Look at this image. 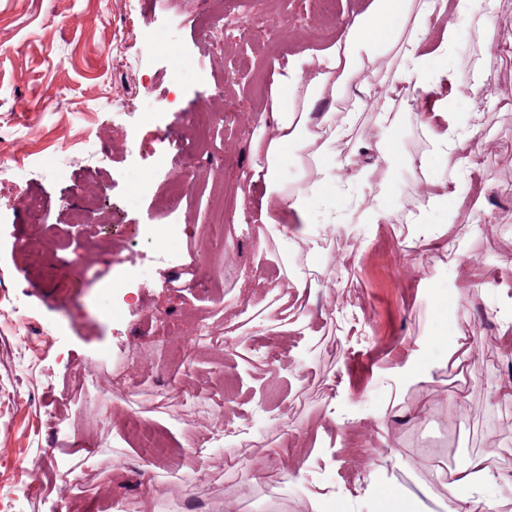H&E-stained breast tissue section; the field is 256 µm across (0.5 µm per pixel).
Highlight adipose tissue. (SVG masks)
I'll return each mask as SVG.
<instances>
[{"label":"adipose tissue","mask_w":512,"mask_h":512,"mask_svg":"<svg viewBox=\"0 0 512 512\" xmlns=\"http://www.w3.org/2000/svg\"><path fill=\"white\" fill-rule=\"evenodd\" d=\"M494 4L495 0H370L367 8L354 15L323 52L321 69L310 68L308 57L296 56L286 69L274 75L270 104L274 134L264 145L256 147L250 180L251 185L262 189V226L281 223L289 213L308 219L323 188L339 178L335 148L337 141L345 137L346 129L336 123L332 112L313 111L327 89H345L351 72L393 52L400 60V70L415 75L418 82L435 93V108H443L448 74L430 70L427 61L432 56L447 54L452 32L444 30L439 41H432L424 22L447 13L462 20L483 17L493 11ZM397 16L412 17L409 33L382 35L381 24ZM291 146L305 152L314 165L313 180L295 190L287 189L278 176L279 160ZM500 479L493 453L471 458L465 467L450 474L447 512H493L495 503L488 494L497 488Z\"/></svg>","instance_id":"adipose-tissue-1"}]
</instances>
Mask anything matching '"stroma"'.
Masks as SVG:
<instances>
[{
    "mask_svg": "<svg viewBox=\"0 0 512 512\" xmlns=\"http://www.w3.org/2000/svg\"><path fill=\"white\" fill-rule=\"evenodd\" d=\"M359 6L0 0V153L21 170L19 184L0 182V512H224L228 499L238 512H378L391 495L416 512H445L438 473L493 447L512 476V427H500L512 411L488 404L493 388L512 383V331L493 313L512 299V152L503 149L512 59L501 51L512 0H495L484 21L428 20L431 32L454 36V52L431 61L455 78L444 116L377 109L398 89L416 103L427 97L389 56L320 104L349 133L336 145L343 181L324 190L305 227L319 241L314 253L257 230L258 191L242 174L273 130L272 77L292 56L317 55ZM252 10L275 20L273 45L224 38V16ZM148 84L178 109L160 127L146 117ZM201 110L219 123L187 172L186 119ZM461 115L472 121L468 144L447 164L431 133ZM421 156L428 166L410 170ZM183 176L192 188L174 212L164 194ZM146 178L155 191H139ZM442 180L448 205L431 206ZM82 187L104 201L110 223L76 221ZM365 200L371 219L348 222ZM460 204L480 223H449L448 206ZM327 207L341 221L325 232ZM219 216L225 247L204 248L201 232ZM417 223L436 237L414 238ZM28 238L37 246L22 250ZM70 247L83 250L79 271L51 283L49 267ZM292 250L296 277L311 284L299 309L311 329L278 336L254 321ZM471 255L465 276L449 268ZM228 320L245 353L218 348ZM457 336L468 350L460 371L448 362ZM273 344L287 355L276 368L264 360ZM177 346L196 360L175 363ZM414 354L421 375L398 382ZM125 377L138 380L135 391L118 390ZM106 390L121 421L100 404ZM419 403L427 415L407 416ZM224 406L235 413L227 438L213 434ZM48 446L56 455L45 461ZM228 453L239 458L230 469ZM261 460L301 473L270 487Z\"/></svg>",
    "mask_w": 512,
    "mask_h": 512,
    "instance_id": "stroma-1",
    "label": "stroma"
}]
</instances>
